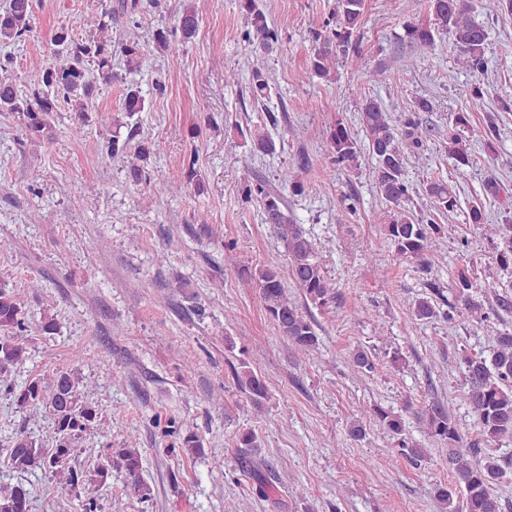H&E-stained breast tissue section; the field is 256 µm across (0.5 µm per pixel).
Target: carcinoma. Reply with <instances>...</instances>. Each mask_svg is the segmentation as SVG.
I'll list each match as a JSON object with an SVG mask.
<instances>
[{
	"instance_id": "1",
	"label": "carcinoma",
	"mask_w": 512,
	"mask_h": 512,
	"mask_svg": "<svg viewBox=\"0 0 512 512\" xmlns=\"http://www.w3.org/2000/svg\"><path fill=\"white\" fill-rule=\"evenodd\" d=\"M428 0L429 23L409 22L404 25L401 40L419 53H431L437 47L439 35L447 33L453 38L458 64L474 75L488 70L485 43L488 38L485 26L476 20V9L489 16L512 17V0ZM239 7L247 17L251 30L243 38L245 56L254 57L277 49L279 33L268 22L258 0H239ZM368 11L367 0H334L329 15L310 30L311 52L309 67L314 76L330 80L339 57L359 53V34ZM112 9L89 19L97 31L94 37L76 39L62 27L50 40L47 58L36 66L35 79L25 95L18 93L13 81L0 77V113L16 114L23 121L26 133L42 137L50 128V118L56 103L64 99L71 104L75 117L73 134L84 133L87 113L92 111L91 99L95 86L89 72L97 68L98 79L109 84L117 78L112 71ZM34 0H9L0 10V43L20 42L32 30ZM199 17L195 8L186 7L180 13L173 30L160 29L156 33V48L171 60L180 57L181 47L195 37ZM249 89L253 100L262 103L270 98L272 86L268 74L254 67L249 76ZM488 95L483 84L471 90L465 110L454 113L448 130L420 122L417 113L431 110L426 99L418 100L413 108L394 120L384 104L377 98L366 96L361 100L359 121L364 140H359L350 127L338 120L327 132L331 164L352 167L358 163L361 146H366L374 159L371 178L377 192L389 205L387 221L383 224L386 238L396 255L414 263L422 272L432 273L436 262L435 242L441 226L431 218L417 215L411 208L414 187L406 177L409 157L427 146L431 140L447 145L448 158L462 174L472 165V152L461 132L472 128L475 112L485 111ZM146 99L139 86L127 85L122 102L126 121L113 123L112 138L107 142V153L116 157L125 153L126 147L138 129L139 114L145 110ZM127 128V136L120 129ZM253 152L270 155L276 152V141L258 129L250 134ZM159 149L152 140H143L135 151V161L126 168L129 181L140 184L150 179L146 172L148 161ZM292 193L301 195L305 185L297 168H287L280 176ZM254 191L263 200L265 221L281 240L288 253V271L307 303L323 307L334 298L333 285L325 275L316 256L314 243L301 226L288 215L284 199L266 185L258 183ZM423 196L430 202V209L447 213L457 206L456 197L448 184L432 180L423 185ZM468 222L484 228L492 256L503 271L512 270V224H489L481 204L471 206ZM241 274L255 283L261 305L268 319L276 326L294 349L308 355L319 346L317 323L313 316L301 311L288 297L285 278L276 265H265L253 270L244 268ZM430 295L414 301L412 315L417 321L438 316L449 320L462 309L486 324L494 333L495 347L490 356L465 353L463 379L466 400L481 441L490 445L505 439L512 440V333L496 327L504 317L512 316V293L499 291L491 284H480L473 272L461 268L454 276L447 299L436 279L427 282ZM447 310L440 311V303ZM56 316L43 312L37 324L29 316L15 293L0 285V383L21 410L44 409L52 420L55 446L49 450L39 445L23 430L17 431L6 448L7 464L17 472L40 471L59 477L65 489L78 499L82 512H102L97 499L91 496L112 483L113 475L124 477L126 495L141 501L150 497V488L142 478L143 459L135 443L127 442L122 448L106 444L101 449L97 465L84 470L74 463L79 444L95 430L99 412L82 400L80 378L68 371H58L50 378L41 375L22 384H9L7 377L12 369L29 359L30 331L42 336L57 332ZM353 367L362 373L375 369L372 353L358 348L351 356ZM232 379L238 388L248 394L257 406L269 399L265 381L244 360L231 366ZM373 420L395 439L392 456L397 462L418 463L425 459L426 449L419 447L406 434L403 415L381 406L369 410ZM420 419L430 437L448 445L446 462L453 481L438 484L433 498L441 512H502L501 497L497 486L505 476L499 459L484 453L483 449L467 441L448 408L439 401H431L421 409ZM180 447L187 453L200 454L203 441L194 431L179 436ZM237 447L246 449L239 458L243 470L258 477L256 460L247 452L260 447L257 434L247 429L238 433ZM29 491L21 485L0 484V512H29Z\"/></svg>"
}]
</instances>
